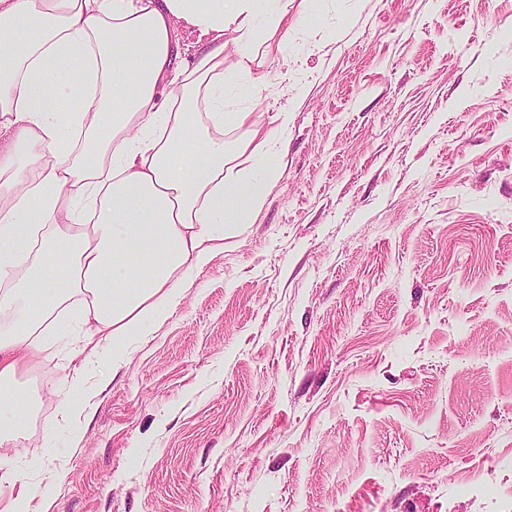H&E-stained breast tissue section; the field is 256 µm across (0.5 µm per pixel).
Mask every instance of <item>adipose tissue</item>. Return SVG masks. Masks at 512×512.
<instances>
[{
    "instance_id": "adipose-tissue-1",
    "label": "adipose tissue",
    "mask_w": 512,
    "mask_h": 512,
    "mask_svg": "<svg viewBox=\"0 0 512 512\" xmlns=\"http://www.w3.org/2000/svg\"><path fill=\"white\" fill-rule=\"evenodd\" d=\"M296 25L288 0H0V460L34 421L19 378L60 337L119 364L177 273L253 223L286 150L225 110L224 70L252 80ZM183 29L206 39L186 59Z\"/></svg>"
}]
</instances>
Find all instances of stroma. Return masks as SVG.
<instances>
[{
  "label": "stroma",
  "instance_id": "35a3bbf8",
  "mask_svg": "<svg viewBox=\"0 0 512 512\" xmlns=\"http://www.w3.org/2000/svg\"><path fill=\"white\" fill-rule=\"evenodd\" d=\"M227 102L288 153L253 223L11 467L49 512H512V0H315ZM52 456H44L45 447Z\"/></svg>",
  "mask_w": 512,
  "mask_h": 512
}]
</instances>
